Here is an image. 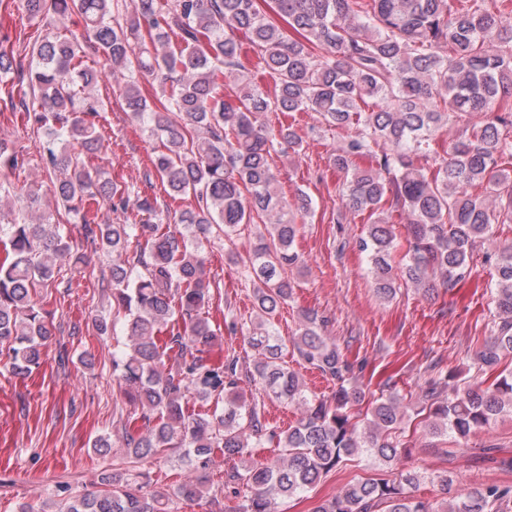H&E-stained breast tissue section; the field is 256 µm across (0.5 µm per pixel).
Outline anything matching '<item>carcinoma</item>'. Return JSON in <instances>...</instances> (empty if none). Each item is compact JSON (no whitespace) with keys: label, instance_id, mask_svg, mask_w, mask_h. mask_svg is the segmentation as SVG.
<instances>
[{"label":"carcinoma","instance_id":"obj_1","mask_svg":"<svg viewBox=\"0 0 512 512\" xmlns=\"http://www.w3.org/2000/svg\"><path fill=\"white\" fill-rule=\"evenodd\" d=\"M21 0L33 19L77 14L82 33L34 42L29 64L0 47V76L16 74L3 89L11 111L42 130L40 163L49 181L16 189L19 214L0 211V352L9 371L26 378L43 363L55 338L52 312L35 301L39 288H63V267H88L83 245L43 208L49 194L74 215L84 245L112 261V316L92 327L109 336L122 323L126 342L112 353V372L133 412L121 424L122 443L93 442L112 457L100 488L74 491L19 512H172V505L237 500V512H281L289 498L312 488L348 456L365 454L386 465L400 454L396 432L406 412L387 378L357 419L352 407L365 393L351 383L353 365L322 336L324 320L302 316L288 341L274 319L293 298L288 272L298 267V221L312 215L299 189L295 203L279 190L272 154L298 155L303 139L271 115L314 112L331 130L345 132L334 165L343 174V208L365 214L358 241L367 254L372 288L385 301L402 284L433 294L453 290L471 274V260L497 224H512V0ZM246 39L257 56L249 68ZM114 70L152 77L154 104L130 74L120 87L131 118L159 145L145 181L157 177L171 198L193 203L163 226L168 206L102 175L84 157L101 148L102 107L92 94L101 71L85 65V48ZM455 118L457 129L440 155L436 132ZM367 160L368 166L357 165ZM25 155L0 139V170L17 171ZM133 217L98 221L99 206ZM264 230L248 242L244 273L252 285L253 313L245 342L252 357L227 349L210 364L207 347L234 334L238 321L210 317L219 284L207 270L205 244L224 235L228 262L238 263L235 237L242 227ZM407 230L395 258V225ZM484 262L493 272V336L477 353L474 374L434 373L422 389L421 410L436 435L459 440L512 414V245ZM333 383L317 395L290 367L288 350ZM302 409L283 429L266 417L265 402L246 398L244 386ZM192 398L213 403L200 414ZM278 449L266 462L253 449ZM230 464L227 480L211 482L215 451ZM176 459L193 477L157 486L145 463ZM420 476L400 470L391 478L348 484L314 512H509L512 486L476 488L448 506L414 495Z\"/></svg>","mask_w":512,"mask_h":512}]
</instances>
